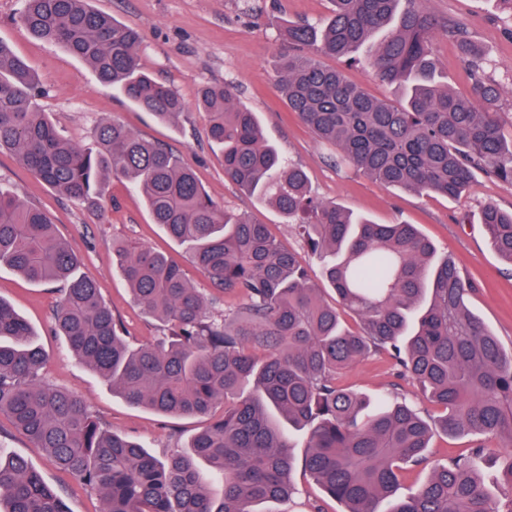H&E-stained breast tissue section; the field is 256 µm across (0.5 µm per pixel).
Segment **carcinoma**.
Returning a JSON list of instances; mask_svg holds the SVG:
<instances>
[{
    "label": "carcinoma",
    "instance_id": "cac0c4a2",
    "mask_svg": "<svg viewBox=\"0 0 512 512\" xmlns=\"http://www.w3.org/2000/svg\"><path fill=\"white\" fill-rule=\"evenodd\" d=\"M89 2L22 0L18 21L134 106L175 123L183 102L141 71L139 32ZM332 2L323 21L284 28L292 51L280 57L278 79L289 111L334 147L331 162L417 195L458 198L478 173L512 185V137L493 111L502 88L485 76V55L462 26L432 14L424 0ZM440 32L468 61L469 97L435 80L431 44ZM363 49L400 101L372 97L320 61H355ZM47 93L0 41V152L58 195L94 208L103 207L109 178L125 180L212 289L245 300L220 311L219 297H207L164 252L114 240L135 302L167 327L158 341L133 346L48 214L0 187V268L35 284H65L53 321L71 356L129 404L209 419L188 451L165 461L105 431L83 399L45 380L48 355L0 299V415L99 495L100 512H255L287 500L297 467L292 432L307 435L304 471L343 512H512V354L469 312L473 284L414 225L379 224L318 198L302 166L264 136L255 112L229 87L205 86L200 107L225 177L292 224L323 264L338 297L331 305L297 253L268 225L214 201L179 155L116 119L99 121L89 143L72 142L41 111ZM480 223L512 264V210L485 204ZM380 350L444 410L446 435L474 438L468 454L436 463L404 499L394 498L398 472L426 461L428 420L395 395L373 401L338 382ZM490 438L509 447L501 485L487 484L480 470L496 453ZM0 512L69 510L24 458L0 450Z\"/></svg>",
    "mask_w": 512,
    "mask_h": 512
}]
</instances>
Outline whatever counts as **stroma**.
<instances>
[{
  "label": "stroma",
  "mask_w": 512,
  "mask_h": 512,
  "mask_svg": "<svg viewBox=\"0 0 512 512\" xmlns=\"http://www.w3.org/2000/svg\"><path fill=\"white\" fill-rule=\"evenodd\" d=\"M90 5L140 30L141 67L173 88L185 108L177 123L156 121L99 82L87 64L31 36L16 20L20 0H0V41L23 57L44 81L49 93L41 98V107L66 138L87 142L97 121L117 119L140 137L182 155L214 201L269 225L287 248L303 251L302 241L273 205L242 193L224 176V159L208 139L205 116L197 103L204 86H231L237 99L256 112L265 134L285 159L303 166L318 197L367 214L381 224H413L436 243L457 272L475 286L466 301L470 312L506 351H512V266L493 251L479 220L484 204L512 209V186L480 176L458 198L383 187L362 173L334 166L328 150L289 112L279 93L277 62L283 50L279 25L322 20L332 9L330 0H90ZM426 6L464 24L482 47L488 76L503 88L497 105L503 130L511 132L512 19L502 11L499 0H427ZM433 53L437 81L468 93L471 76L456 45L436 37ZM0 187L49 214L58 233L81 255V273L96 279L104 301L133 342L153 340L163 327L132 302L117 271L113 240L161 249L197 287L207 285L187 249L152 224L141 197L125 182L110 180L103 209L92 210L57 195L5 151L0 153ZM61 297L60 285L35 284L0 268V298L24 316L50 355L46 379L83 398L106 430L144 444L158 459L183 451L204 427V420L166 417L114 397L102 379L71 357L65 339L55 335L52 311ZM398 371L391 356L380 352L346 369L340 382L371 396L398 391L425 418L436 419L438 408L428 404L418 385L400 377ZM0 447L27 459L63 493L71 512H100L97 495L76 485L41 449L14 435L7 417L1 415ZM293 482L291 500L262 504V512H341V504L303 470H295Z\"/></svg>",
  "instance_id": "obj_1"
}]
</instances>
